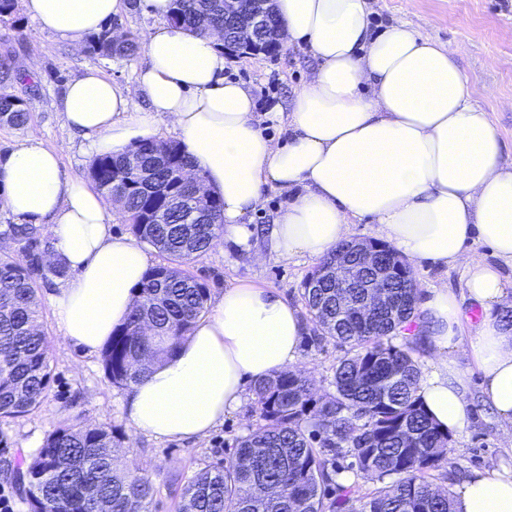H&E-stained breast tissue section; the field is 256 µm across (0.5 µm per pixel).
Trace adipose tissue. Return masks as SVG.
<instances>
[{
	"label": "adipose tissue",
	"instance_id": "adipose-tissue-1",
	"mask_svg": "<svg viewBox=\"0 0 512 512\" xmlns=\"http://www.w3.org/2000/svg\"><path fill=\"white\" fill-rule=\"evenodd\" d=\"M126 0H24L42 29L81 49L126 8ZM283 41L307 47L315 65L294 93L285 140L264 131L249 91L227 79L218 32L196 36L165 25L143 37L145 61L133 88L86 69L59 101L91 154H119L155 138L165 119L204 187L224 199V236L254 261L246 216L265 185L294 196L276 212L269 245L277 259H323L350 224L369 218L408 262L462 268L469 299L484 317L465 335L447 286L430 288L422 310L434 349L418 394L449 433L466 424L463 375L449 348L466 345L482 374L481 394L512 445V162L502 159L488 113L470 98L459 50L408 24L375 32L367 0H274ZM143 96L147 107L138 109ZM0 203L40 226L70 277L49 296L64 340L97 353L134 305L148 268L137 240L112 232L113 214L57 151L36 138L0 155ZM481 242L490 264L469 248ZM307 324L273 288L242 283L215 297L210 314L177 353L132 385L124 410L135 434L196 441L242 404L249 382L294 367ZM457 512H512V473L476 472L456 491Z\"/></svg>",
	"mask_w": 512,
	"mask_h": 512
}]
</instances>
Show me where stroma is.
<instances>
[{
  "instance_id": "1",
  "label": "stroma",
  "mask_w": 512,
  "mask_h": 512,
  "mask_svg": "<svg viewBox=\"0 0 512 512\" xmlns=\"http://www.w3.org/2000/svg\"><path fill=\"white\" fill-rule=\"evenodd\" d=\"M374 28L405 22L441 44L459 47V65L472 100L490 115L504 143V159L512 161V0H369ZM16 26H0V60L12 70L28 74L27 82H0V94L26 100L30 120L26 128L0 125V151H9L37 136L42 145L59 150L65 175L86 176L90 158L86 141L70 130L57 107L67 84L94 68L113 83L132 86L142 54L102 59L86 51H75L68 42L43 30L17 8ZM313 60L304 48L283 47L279 55L231 56L225 71L229 79L244 85L258 112L267 116L265 131L278 135L281 115L288 112L294 91L306 80ZM317 259L298 255L289 261L273 258L253 263L232 244L214 247L188 266L195 277L205 280L211 293L254 283L280 291L288 303L303 307V282L317 266ZM421 288L445 285L454 292L466 332L478 325V306L465 288L457 267H416ZM48 288H40V325L50 345L53 380L43 402L35 410L0 421V486L9 490L17 512H29L19 473L25 470L49 432L63 425L111 427L123 463L149 474L157 488L151 512H177L180 493L189 478L205 466L221 461L231 464L234 444L256 425L251 399H244L223 424L196 442L153 440L136 435L122 407L125 389L107 379L99 355H87L66 343L48 301ZM346 347L328 340L313 343L303 337L300 367L312 378L319 395L335 388L334 371ZM457 369L468 379V419L453 437L451 470L454 480L437 477L439 487L456 489L474 472L511 470L512 447L506 446L490 407L479 395L481 376L468 353L457 348L449 353Z\"/></svg>"
}]
</instances>
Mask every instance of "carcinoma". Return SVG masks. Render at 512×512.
I'll return each mask as SVG.
<instances>
[{"label":"carcinoma","instance_id":"carcinoma-1","mask_svg":"<svg viewBox=\"0 0 512 512\" xmlns=\"http://www.w3.org/2000/svg\"><path fill=\"white\" fill-rule=\"evenodd\" d=\"M168 22L202 35L216 28L229 42L240 19L224 18L223 0H171ZM113 23L86 39V51L103 59L129 57L136 38L112 42ZM29 122L24 99L0 95V124L16 129ZM156 152L155 140L126 152L93 158L89 177L107 200L118 203L132 234L165 257L149 268L131 312L101 352L108 380L128 388L151 366L173 356L194 324L208 312L210 288L184 266L211 249L224 234L223 199L211 195L187 224L174 172L193 167L183 146ZM5 233L19 244L18 256L0 254V419L37 408L51 380L49 346L39 329L38 291L49 276L61 278L58 257L44 268L40 256L51 245L34 224H9ZM397 278L389 289L399 304L397 320L384 312L364 325L336 314V284L303 289L315 339L349 346L334 372L336 393L315 398L302 369H285L254 382L252 411L262 421L238 441L235 463L206 466L184 486L178 512H456L454 495L433 483L450 464L452 435L425 410L418 395L420 368L413 347L396 346L391 334L413 322L417 289ZM114 436L105 426L64 427L47 435L28 465L30 512H149L156 494L152 478L124 468L112 453ZM349 458L363 478L376 483L358 497L339 484L338 460ZM359 506H354V503Z\"/></svg>","mask_w":512,"mask_h":512}]
</instances>
